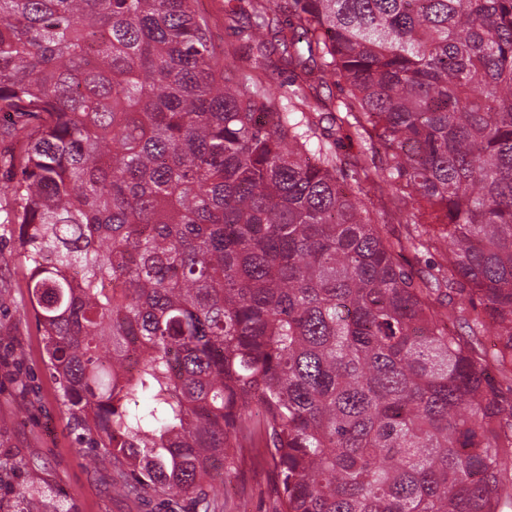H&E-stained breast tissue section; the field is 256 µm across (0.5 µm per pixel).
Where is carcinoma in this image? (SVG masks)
Returning <instances> with one entry per match:
<instances>
[{"label":"carcinoma","mask_w":512,"mask_h":512,"mask_svg":"<svg viewBox=\"0 0 512 512\" xmlns=\"http://www.w3.org/2000/svg\"><path fill=\"white\" fill-rule=\"evenodd\" d=\"M245 2L225 17L248 40L344 81L336 126L388 158L355 185L406 182L446 263L400 265L423 242L340 182L306 88L285 105L219 63L195 0H0L3 131L26 140L3 223L64 405L125 494L204 503L249 446L276 512H503L512 0Z\"/></svg>","instance_id":"obj_1"}]
</instances>
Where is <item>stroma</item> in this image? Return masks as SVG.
Instances as JSON below:
<instances>
[{"label":"stroma","instance_id":"1","mask_svg":"<svg viewBox=\"0 0 512 512\" xmlns=\"http://www.w3.org/2000/svg\"><path fill=\"white\" fill-rule=\"evenodd\" d=\"M228 0H197L198 15L209 25L217 59L251 58L265 84L289 93L305 75L289 67L280 51L259 50L230 27ZM360 201L393 240L419 232L432 236L439 225L412 224L409 213L395 214L394 196L375 197L362 190ZM17 225L0 224V482L12 486L0 512H19V488L45 490V512H194L186 497L145 494L127 497L113 489L107 449H89V435L78 428L63 405L62 391L47 368L26 286V266L17 248ZM277 486L270 468L245 449L226 479L214 512L245 503L247 512H274Z\"/></svg>","mask_w":512,"mask_h":512}]
</instances>
